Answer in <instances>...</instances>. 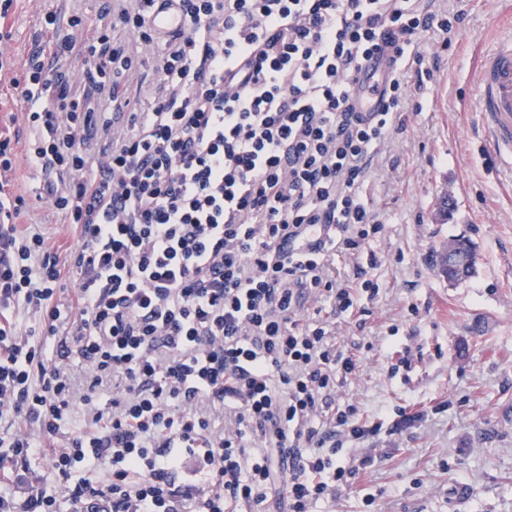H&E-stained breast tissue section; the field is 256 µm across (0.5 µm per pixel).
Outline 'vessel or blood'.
<instances>
[{"label": "vessel or blood", "instance_id": "1", "mask_svg": "<svg viewBox=\"0 0 512 512\" xmlns=\"http://www.w3.org/2000/svg\"><path fill=\"white\" fill-rule=\"evenodd\" d=\"M147 25L155 33L174 35L186 28L187 17L175 0H155ZM373 82L374 70L365 66L352 86V95L365 112L379 107V95L368 90ZM475 84L479 110L484 114L485 144L499 165L512 173V36L498 40L483 57Z\"/></svg>", "mask_w": 512, "mask_h": 512}]
</instances>
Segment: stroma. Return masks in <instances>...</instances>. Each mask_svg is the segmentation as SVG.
Instances as JSON below:
<instances>
[{
    "instance_id": "1",
    "label": "stroma",
    "mask_w": 512,
    "mask_h": 512,
    "mask_svg": "<svg viewBox=\"0 0 512 512\" xmlns=\"http://www.w3.org/2000/svg\"><path fill=\"white\" fill-rule=\"evenodd\" d=\"M103 3L14 0L1 28L16 66L51 42L47 13L78 11L94 20ZM457 7L465 26L448 50L439 35L421 40L426 53L438 55L422 111L402 112L401 129L363 188L385 223L369 244L381 258L370 271L381 293L367 304L365 329L353 318L336 319L341 339L374 344L342 390L361 419L403 406L420 420L400 429L389 418L378 438L356 441L358 455L374 456L373 466L312 512H512V174L496 172L486 149L474 81L481 58L512 33V0H458ZM20 112L11 75H0V132L17 140L4 190L26 200L20 223L37 225L50 246L72 249L73 227L51 212L44 183L25 159ZM456 236L472 240L477 263L470 277L451 284L436 257ZM392 325L399 328L393 337ZM384 339L390 348H411L409 374H388L390 348L377 346ZM459 486L469 489L467 499L455 500Z\"/></svg>"
}]
</instances>
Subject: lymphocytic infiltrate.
Instances as JSON below:
<instances>
[{"instance_id": "lymphocytic-infiltrate-1", "label": "lymphocytic infiltrate", "mask_w": 512, "mask_h": 512, "mask_svg": "<svg viewBox=\"0 0 512 512\" xmlns=\"http://www.w3.org/2000/svg\"><path fill=\"white\" fill-rule=\"evenodd\" d=\"M151 2L108 0L92 37L83 15L48 13L55 38L14 82L26 159L79 231L78 286L64 295L57 254L16 223L24 197L0 192V484L32 459L58 477L0 493V512H257L276 489L310 512L372 465L345 443L382 428L343 398L360 359L336 339V317L380 293L365 246L383 223L361 189L409 89L434 78L421 38L464 16L441 0H178L189 27L160 36ZM148 55L144 106L118 89ZM371 60L384 104L362 113L351 85ZM315 224L317 249L283 251ZM336 255L354 280L328 277Z\"/></svg>"}]
</instances>
